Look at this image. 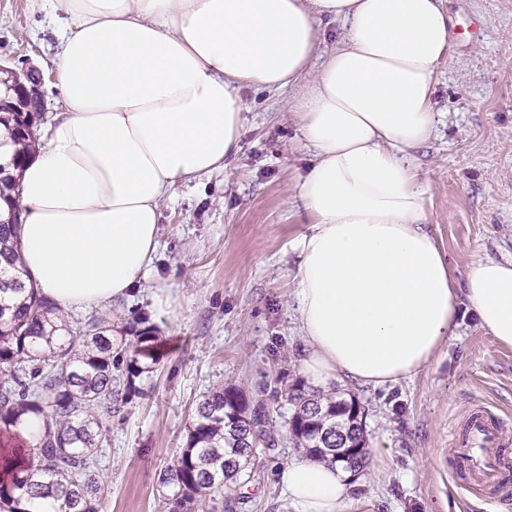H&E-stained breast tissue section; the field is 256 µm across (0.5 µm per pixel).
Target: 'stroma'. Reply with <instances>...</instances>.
I'll return each mask as SVG.
<instances>
[{"instance_id":"stroma-1","label":"stroma","mask_w":512,"mask_h":512,"mask_svg":"<svg viewBox=\"0 0 512 512\" xmlns=\"http://www.w3.org/2000/svg\"><path fill=\"white\" fill-rule=\"evenodd\" d=\"M454 33L433 96L444 119L412 159L429 185L425 224L463 284L480 260L512 259V0H446ZM58 43L50 9L0 0V64L31 71L41 94L39 143L61 109L52 85ZM241 149L229 167L176 182L160 205V246L115 325L156 329L137 391L115 415L99 455L101 512H164L161 476L185 446L197 404L219 387L263 398L275 440L231 512H295L278 470L301 456L290 436L293 387L305 349L293 299L292 244L312 219L297 185L312 156L285 107L287 92L248 90ZM172 286L169 307L153 287ZM451 340L418 374L392 385L330 381L364 411L368 464L342 512H512L511 501L469 495L448 456L454 427L477 404L512 435V347L479 324L466 298Z\"/></svg>"}]
</instances>
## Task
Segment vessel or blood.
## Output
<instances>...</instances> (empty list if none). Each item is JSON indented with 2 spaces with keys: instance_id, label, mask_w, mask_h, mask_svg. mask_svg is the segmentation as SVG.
I'll return each mask as SVG.
<instances>
[{
  "instance_id": "vessel-or-blood-1",
  "label": "vessel or blood",
  "mask_w": 512,
  "mask_h": 512,
  "mask_svg": "<svg viewBox=\"0 0 512 512\" xmlns=\"http://www.w3.org/2000/svg\"><path fill=\"white\" fill-rule=\"evenodd\" d=\"M448 453L464 467L469 491L497 501L512 499V439L499 417L481 406L470 410L453 431Z\"/></svg>"
}]
</instances>
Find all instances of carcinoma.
Masks as SVG:
<instances>
[{
	"mask_svg": "<svg viewBox=\"0 0 512 512\" xmlns=\"http://www.w3.org/2000/svg\"><path fill=\"white\" fill-rule=\"evenodd\" d=\"M40 104L31 112L0 106V125L18 145L9 165L20 168L38 146L35 127ZM0 164V200L9 205L0 219V433L29 420L40 422L30 442L0 450V512H100L97 458L112 415L136 393L132 377L143 372L141 358L154 340L151 325L134 328L137 345L112 337V320L89 317L74 332L65 317L22 278L20 212L16 181ZM290 434L314 461L337 463L347 452L336 439V423L355 425L352 443H366L359 405L331 394L296 387ZM274 439L259 408L250 409L235 387L205 395L188 429L184 448L161 484L166 512H192L209 499L211 512L224 505V491L250 477L247 461L256 442Z\"/></svg>",
	"mask_w": 512,
	"mask_h": 512,
	"instance_id": "obj_1",
	"label": "carcinoma"
}]
</instances>
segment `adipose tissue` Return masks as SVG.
<instances>
[{
  "mask_svg": "<svg viewBox=\"0 0 512 512\" xmlns=\"http://www.w3.org/2000/svg\"><path fill=\"white\" fill-rule=\"evenodd\" d=\"M62 110L20 172L22 257L58 313L129 298L159 248L179 180L240 150L244 90L303 84L289 100L314 160L298 183L312 224L294 242V297L315 384L395 383L457 326L465 294L512 346V261L485 260L456 290L425 229L411 159L435 134L432 93L450 48L444 0H49ZM340 40L318 51L325 25ZM279 484L297 512H340L339 467L294 458Z\"/></svg>",
  "mask_w": 512,
  "mask_h": 512,
  "instance_id": "obj_1",
  "label": "adipose tissue"
}]
</instances>
